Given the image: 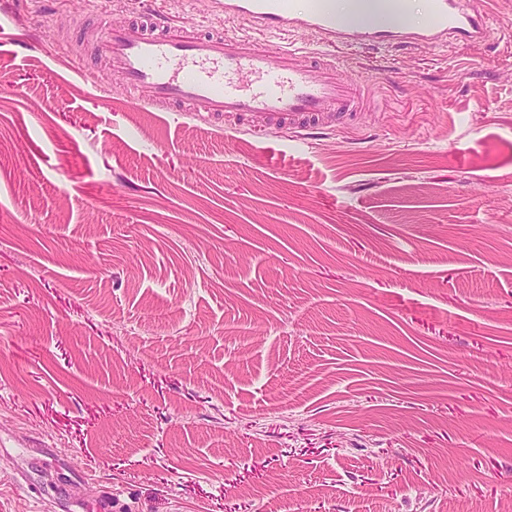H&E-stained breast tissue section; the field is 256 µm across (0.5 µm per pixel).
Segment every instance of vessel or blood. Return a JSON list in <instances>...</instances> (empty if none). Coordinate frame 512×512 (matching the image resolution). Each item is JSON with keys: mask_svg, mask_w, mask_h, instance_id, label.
Instances as JSON below:
<instances>
[{"mask_svg": "<svg viewBox=\"0 0 512 512\" xmlns=\"http://www.w3.org/2000/svg\"><path fill=\"white\" fill-rule=\"evenodd\" d=\"M410 0H385L368 8L355 0L349 17L336 15L331 0H224L225 14L241 16L258 29L284 35L303 29L320 45L351 50L365 46L435 47L451 39L480 42L489 25L478 0H422L421 21L403 15ZM76 38L87 67L104 64L121 76L122 89L136 95L143 84L155 105L202 121L235 115L293 136L333 130L356 120L362 85L344 59L323 56L319 69L299 61L298 50L269 48L219 30L201 33L171 28L147 10L133 21L104 28L80 27Z\"/></svg>", "mask_w": 512, "mask_h": 512, "instance_id": "obj_1", "label": "vessel or blood"}]
</instances>
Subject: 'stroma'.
Wrapping results in <instances>:
<instances>
[{"instance_id": "35a3bbf8", "label": "stroma", "mask_w": 512, "mask_h": 512, "mask_svg": "<svg viewBox=\"0 0 512 512\" xmlns=\"http://www.w3.org/2000/svg\"><path fill=\"white\" fill-rule=\"evenodd\" d=\"M484 9L480 44L354 50L362 116L304 140L86 81L55 36L141 0H0V512H512V0Z\"/></svg>"}]
</instances>
